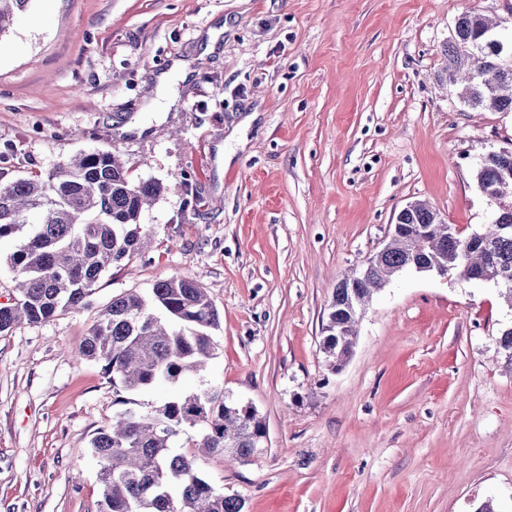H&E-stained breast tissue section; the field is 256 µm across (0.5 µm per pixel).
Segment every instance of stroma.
Returning <instances> with one entry per match:
<instances>
[{
	"mask_svg": "<svg viewBox=\"0 0 512 512\" xmlns=\"http://www.w3.org/2000/svg\"><path fill=\"white\" fill-rule=\"evenodd\" d=\"M512 0H31L0 36V180L111 149L164 191L148 246L94 310L0 335V512H98L96 429L119 412L80 359L96 308L178 274L218 310L214 356L181 392L253 406L264 451L202 469L246 512H512V326L497 286L407 271L321 349L337 282L409 202L469 233L496 206L480 158L512 112L445 78L458 16Z\"/></svg>",
	"mask_w": 512,
	"mask_h": 512,
	"instance_id": "35a3bbf8",
	"label": "stroma"
}]
</instances>
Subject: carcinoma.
Wrapping results in <instances>:
<instances>
[{"label":"carcinoma","mask_w":512,"mask_h":512,"mask_svg":"<svg viewBox=\"0 0 512 512\" xmlns=\"http://www.w3.org/2000/svg\"><path fill=\"white\" fill-rule=\"evenodd\" d=\"M30 0H0V34ZM483 10L463 12L445 49L446 70L459 84L460 103L475 111L512 112V47L500 50ZM479 190L500 191L512 203V153L490 151L477 165ZM163 191L135 183L110 150L80 154L40 180L0 183V241H16L9 261L16 294L0 304V334L92 307L101 276L145 248L140 217ZM475 234L448 230L438 211L413 202L392 225L389 242L336 284L322 326V350L333 369L350 358L359 311L391 277L404 271H453L492 282L512 306V207ZM219 315L206 288L173 274L148 294L112 297L99 313L79 356L102 365L116 390L139 393L175 385L203 370L212 356L208 331ZM198 428L192 453H177L183 428ZM265 425L257 411L210 387L175 393L151 409L126 408L90 441L100 465L98 512H243L244 500L215 489L200 460L228 456L250 462L261 451Z\"/></svg>","instance_id":"carcinoma-1"}]
</instances>
